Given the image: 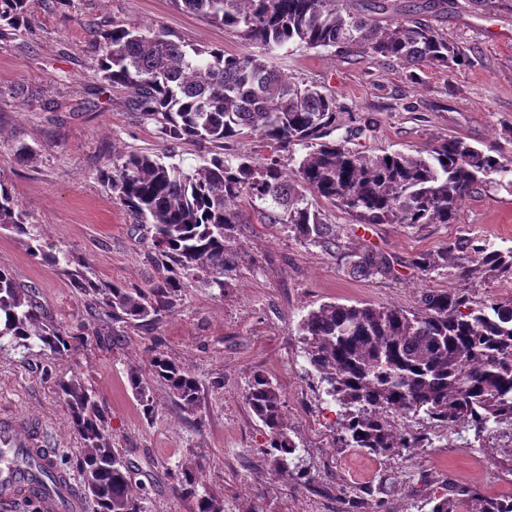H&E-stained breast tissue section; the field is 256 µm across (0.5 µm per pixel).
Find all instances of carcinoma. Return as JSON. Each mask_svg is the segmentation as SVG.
<instances>
[{
	"label": "carcinoma",
	"instance_id": "obj_1",
	"mask_svg": "<svg viewBox=\"0 0 512 512\" xmlns=\"http://www.w3.org/2000/svg\"><path fill=\"white\" fill-rule=\"evenodd\" d=\"M174 7L232 28L242 51L200 49L171 38L159 25L115 24L93 31L103 78L129 92L140 116L166 140H195L215 148L209 161L191 173L160 156L120 154L102 172L121 206L139 224L155 228L159 280L150 288H97L76 273L73 287L99 295L114 321L152 325L175 308L185 278L201 270L209 286L224 290L225 277L242 257L230 245L248 223L242 203L270 205L271 224H280L302 244L348 258L365 278L394 276L392 259L378 251H346L336 225L322 222L306 193L343 207L363 224H454L463 202L491 176L512 169V159L448 138L413 153L366 154L323 142L336 121L335 101L275 69L268 55L298 43L309 49L337 47L402 61L463 65L465 55L430 27L408 17L388 26L377 11L398 12L386 0H173ZM29 0H0V38L28 27ZM243 137L268 149L263 162L225 152ZM308 148L298 167L286 171L280 157L294 145ZM17 202L0 182V226L27 233ZM449 243L414 263L430 274L448 266L468 277L476 271L512 277V250L488 244L457 256ZM309 365L325 394L343 408L340 440L375 455L424 448V434L399 429L394 416L423 412L436 428L453 434L490 425L512 426V301L473 307L457 290H428L415 310L324 303L298 325ZM85 324L53 323L30 291L17 287L0 268V347L30 350L34 345L63 356L85 337ZM163 383L187 410L197 407L200 383L189 365L155 353L148 372L129 370L133 395L145 417L155 412L148 378ZM82 446L81 491L93 512H147L133 486L131 462L112 448L108 414L96 393L76 376L56 381ZM246 405L268 429L265 453L277 471L295 480L307 477L295 459L282 391L265 373L255 372L244 394ZM177 495L196 500V512H224L223 500L202 488L199 468L184 463L174 472ZM466 512H512V496L467 492Z\"/></svg>",
	"mask_w": 512,
	"mask_h": 512
}]
</instances>
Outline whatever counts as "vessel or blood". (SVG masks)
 Masks as SVG:
<instances>
[{"label": "vessel or blood", "mask_w": 512, "mask_h": 512, "mask_svg": "<svg viewBox=\"0 0 512 512\" xmlns=\"http://www.w3.org/2000/svg\"><path fill=\"white\" fill-rule=\"evenodd\" d=\"M44 431L12 413L0 415V450L32 459V467L0 464V505L33 504L36 512H85L73 477L59 468L54 453L43 448Z\"/></svg>", "instance_id": "1"}]
</instances>
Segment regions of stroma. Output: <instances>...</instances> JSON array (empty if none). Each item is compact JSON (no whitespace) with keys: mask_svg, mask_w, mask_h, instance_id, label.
<instances>
[{"mask_svg":"<svg viewBox=\"0 0 512 512\" xmlns=\"http://www.w3.org/2000/svg\"><path fill=\"white\" fill-rule=\"evenodd\" d=\"M396 0L413 18L458 47L460 67L409 71L396 60L292 43L270 62L281 72L336 99L327 141L382 154L424 148L458 137L512 156V0ZM152 23L199 47L242 49L233 30L174 8L171 0H73L62 10L32 5L31 31L0 39V181L24 214L27 237L0 228V267L22 288H34L53 320L93 329L86 345L51 357L40 349L0 352V412L42 424L59 465L79 475L81 444L56 393L59 378L80 377L106 405L112 446L132 464V481L149 512H195L194 500L172 490L178 465H198L204 484L224 500V512H430V499L464 488L479 494L512 492V439L502 432L461 444L378 456L339 443L340 408L324 393L304 356L297 327L326 302L415 309L428 290L458 289L475 303L512 300V278L454 268L431 274L412 265L417 254L448 242L480 239L512 249V173L494 175L462 205L454 224L404 228L363 224L338 205L309 195L313 210L335 225L346 245L390 255L388 279L354 274L346 259L301 244L282 225L248 210L232 246L244 257L225 289L203 274L189 281L174 311L151 326L115 323L93 297L77 292L71 272L103 285L147 288L157 279L153 229L118 203L101 173L116 153L167 150L192 171L208 145H164L153 122L129 104L127 91L102 78L90 23ZM33 146L21 165L15 143ZM34 238L56 253L51 267L29 253ZM189 364L201 382L195 411H185L153 384V417H145L128 382L130 367L147 368L152 351ZM283 393L288 430L312 477L298 485L279 474L265 453L267 432L244 401L254 372Z\"/></svg>","mask_w":512,"mask_h":512,"instance_id":"stroma-1","label":"stroma"}]
</instances>
